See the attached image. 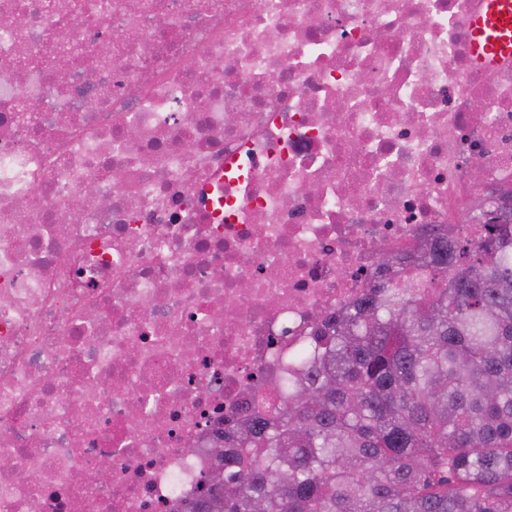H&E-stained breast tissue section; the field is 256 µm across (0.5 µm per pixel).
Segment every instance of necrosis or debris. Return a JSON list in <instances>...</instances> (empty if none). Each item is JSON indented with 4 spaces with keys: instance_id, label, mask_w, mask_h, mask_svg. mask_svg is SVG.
Wrapping results in <instances>:
<instances>
[{
    "instance_id": "necrosis-or-debris-1",
    "label": "necrosis or debris",
    "mask_w": 512,
    "mask_h": 512,
    "mask_svg": "<svg viewBox=\"0 0 512 512\" xmlns=\"http://www.w3.org/2000/svg\"><path fill=\"white\" fill-rule=\"evenodd\" d=\"M480 4L0 0V512H190L380 255L512 192Z\"/></svg>"
}]
</instances>
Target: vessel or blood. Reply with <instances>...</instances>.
I'll return each instance as SVG.
<instances>
[{"mask_svg": "<svg viewBox=\"0 0 512 512\" xmlns=\"http://www.w3.org/2000/svg\"><path fill=\"white\" fill-rule=\"evenodd\" d=\"M470 44L478 64L491 67L512 57V0H485L471 24Z\"/></svg>", "mask_w": 512, "mask_h": 512, "instance_id": "1", "label": "vessel or blood"}]
</instances>
